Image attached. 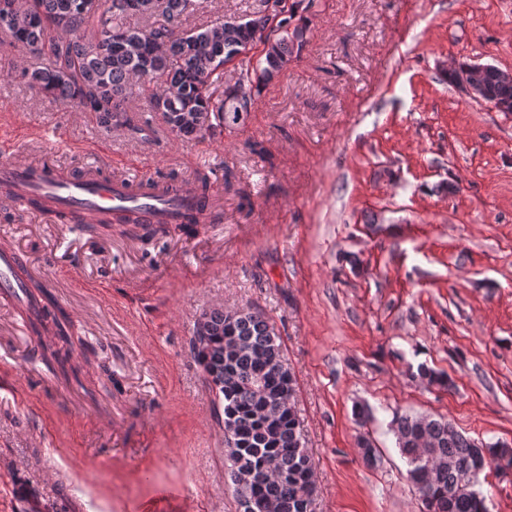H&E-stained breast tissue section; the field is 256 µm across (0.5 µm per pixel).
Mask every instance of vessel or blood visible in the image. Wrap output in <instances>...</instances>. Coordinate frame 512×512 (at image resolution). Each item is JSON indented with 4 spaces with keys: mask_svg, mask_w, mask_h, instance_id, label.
Instances as JSON below:
<instances>
[{
    "mask_svg": "<svg viewBox=\"0 0 512 512\" xmlns=\"http://www.w3.org/2000/svg\"><path fill=\"white\" fill-rule=\"evenodd\" d=\"M34 198L48 210L77 216L88 224L112 219L127 207L136 208L147 224L214 221L211 210L200 208L189 180L170 186L136 176L107 179L94 164L74 176L56 165L26 157L1 164L0 202L24 209ZM31 286L26 259L12 248L0 249V305L9 310L27 307Z\"/></svg>",
    "mask_w": 512,
    "mask_h": 512,
    "instance_id": "b4317fda",
    "label": "vessel or blood"
}]
</instances>
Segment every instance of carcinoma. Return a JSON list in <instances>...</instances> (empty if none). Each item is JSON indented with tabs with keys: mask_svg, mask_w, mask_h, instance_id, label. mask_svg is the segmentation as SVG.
Returning <instances> with one entry per match:
<instances>
[{
	"mask_svg": "<svg viewBox=\"0 0 512 512\" xmlns=\"http://www.w3.org/2000/svg\"><path fill=\"white\" fill-rule=\"evenodd\" d=\"M79 0H0V35L41 58L23 71L45 95L92 112L106 126L127 124L126 103L138 83L149 111L178 138L204 139L239 125L256 96L300 53L316 0H262L245 17L181 29L198 0H107L97 13L78 8ZM140 17L148 24L131 26ZM262 45L257 60L249 52ZM240 59L228 86L225 65ZM474 80L491 100L512 104V81L486 67ZM150 234L198 230L196 224L144 225ZM37 354L57 376L81 387L80 371L69 363L75 344L73 324L47 308L28 319ZM205 333L207 343L197 346ZM192 353L205 381L224 403V426L236 437L230 449L231 476L240 499L256 496L269 512H311L301 472L314 462L304 447L293 394L284 389L283 349L265 315L251 309L204 311L194 323ZM418 377L443 388L444 373L419 367ZM262 386L265 395L256 396ZM392 429L407 475L422 500V512H487L474 489L485 468L496 461L512 465V454L487 459L496 445L483 444L445 419L399 416Z\"/></svg>",
	"mask_w": 512,
	"mask_h": 512,
	"instance_id": "obj_1",
	"label": "carcinoma"
}]
</instances>
